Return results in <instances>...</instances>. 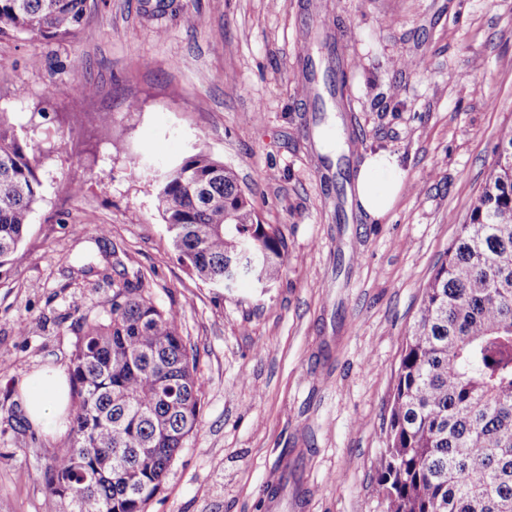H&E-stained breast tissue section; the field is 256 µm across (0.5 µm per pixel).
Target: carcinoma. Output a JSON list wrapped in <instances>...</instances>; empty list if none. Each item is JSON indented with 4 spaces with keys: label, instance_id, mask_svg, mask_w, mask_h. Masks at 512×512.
<instances>
[{
    "label": "carcinoma",
    "instance_id": "1",
    "mask_svg": "<svg viewBox=\"0 0 512 512\" xmlns=\"http://www.w3.org/2000/svg\"><path fill=\"white\" fill-rule=\"evenodd\" d=\"M87 0H0V38L73 37ZM424 288L402 349L376 477L382 512H512V126ZM33 149L0 113V267L23 260L41 200ZM179 261L221 294L272 284L288 253L232 170L194 149L155 178ZM70 444L46 473L70 512H146L198 425V360L140 276L76 323Z\"/></svg>",
    "mask_w": 512,
    "mask_h": 512
}]
</instances>
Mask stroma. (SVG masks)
Returning <instances> with one entry per match:
<instances>
[{
	"label": "stroma",
	"mask_w": 512,
	"mask_h": 512,
	"mask_svg": "<svg viewBox=\"0 0 512 512\" xmlns=\"http://www.w3.org/2000/svg\"><path fill=\"white\" fill-rule=\"evenodd\" d=\"M333 45L344 96L302 97ZM0 112L43 193L0 267V512L70 510L44 480L69 432L34 428L19 387L71 371V300L99 310L103 269L143 276L197 354L199 423L147 512H380L407 331L512 124V0H88L74 38L0 39ZM195 145L284 233L274 286L218 298L178 261L153 177ZM378 149L405 172L379 220L331 167Z\"/></svg>",
	"instance_id": "stroma-1"
}]
</instances>
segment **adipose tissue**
Here are the masks:
<instances>
[{
  "label": "adipose tissue",
  "mask_w": 512,
  "mask_h": 512,
  "mask_svg": "<svg viewBox=\"0 0 512 512\" xmlns=\"http://www.w3.org/2000/svg\"><path fill=\"white\" fill-rule=\"evenodd\" d=\"M404 185V172L396 154L379 150L370 154L360 167L355 195L358 204L371 217L384 218ZM24 409L30 423L45 433L62 430L68 405V383L59 369L32 373L21 385Z\"/></svg>",
  "instance_id": "ef3b65f1"
}]
</instances>
